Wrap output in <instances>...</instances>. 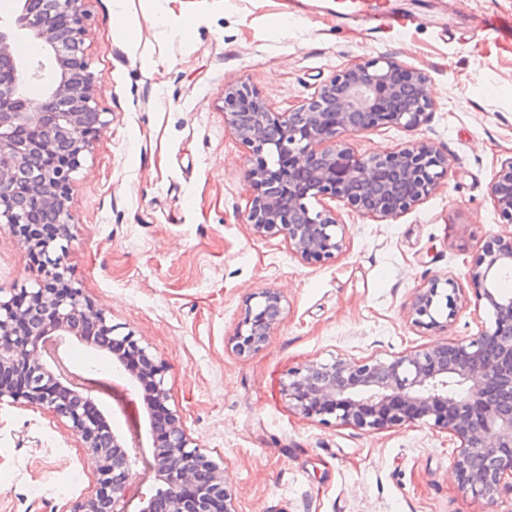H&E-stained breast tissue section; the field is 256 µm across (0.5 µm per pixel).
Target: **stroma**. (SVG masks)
<instances>
[{
    "label": "stroma",
    "instance_id": "1",
    "mask_svg": "<svg viewBox=\"0 0 512 512\" xmlns=\"http://www.w3.org/2000/svg\"><path fill=\"white\" fill-rule=\"evenodd\" d=\"M407 26L336 18V0H85L84 48L102 128L69 188L67 262L113 325L166 364L170 408L224 467L236 512H484L458 486L451 434L418 421L365 432L293 413L292 368L335 358L392 359L475 335L490 317L474 297L442 329L413 326L430 279L463 277L492 236L512 232L490 182L512 158V42L474 30L512 16V0H394ZM386 56L432 78L436 107L418 130L346 135L355 152L427 140L451 167L397 220L332 202L342 253L304 261L282 235L246 220L252 151L224 122V91L247 85L288 109L337 69ZM39 263L0 229V298L35 287ZM279 292L283 319L258 351L230 340L248 298ZM96 489L95 464L51 414L0 407V512H65Z\"/></svg>",
    "mask_w": 512,
    "mask_h": 512
}]
</instances>
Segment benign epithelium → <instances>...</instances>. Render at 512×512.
<instances>
[{"label": "benign epithelium", "mask_w": 512, "mask_h": 512, "mask_svg": "<svg viewBox=\"0 0 512 512\" xmlns=\"http://www.w3.org/2000/svg\"><path fill=\"white\" fill-rule=\"evenodd\" d=\"M13 20L0 22V223L39 251L44 279L23 299L0 300V406L47 411L80 438L96 464L97 489L75 501L70 512H235L224 469L186 433L178 410L166 407L165 368L134 332L116 328L82 290L66 262L71 213L68 186L85 153L105 126L93 73L85 58L84 0H15ZM41 41L54 69L41 99L24 88L43 66L28 65L16 51L22 36ZM436 106L431 78L390 57L339 69L308 98L285 112L270 107L247 86L224 92V118L264 167L247 178L259 192L246 220L255 235L281 233L303 261L329 260L344 248L345 226L328 208L310 200L334 199L360 216L394 221L428 198L448 176L450 160L434 144L414 141L384 153L359 155L343 136L379 126L415 131ZM491 199L512 223V158L491 182ZM512 270V235L484 246L467 272L476 304L492 314L468 338L377 358L311 361L288 370L280 390L294 413L371 431L423 421L459 442L452 466L462 491L494 505L512 490V297L494 286ZM464 289L453 278L433 280L414 293V326L448 325ZM282 296L257 293L231 338L240 357L259 350L283 318ZM99 351L120 346L135 364H123L125 385L56 375V349L70 337ZM495 353L484 354L488 347ZM112 397L127 413L137 397L149 409L163 407L151 425L148 460L139 422L131 441L112 432L96 406ZM164 488L145 497L136 486L138 465Z\"/></svg>", "instance_id": "1"}]
</instances>
